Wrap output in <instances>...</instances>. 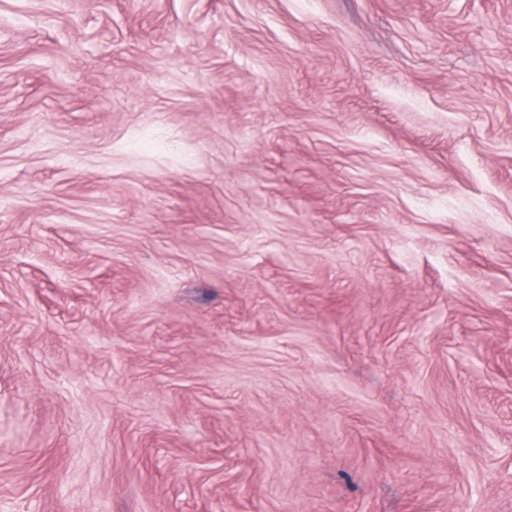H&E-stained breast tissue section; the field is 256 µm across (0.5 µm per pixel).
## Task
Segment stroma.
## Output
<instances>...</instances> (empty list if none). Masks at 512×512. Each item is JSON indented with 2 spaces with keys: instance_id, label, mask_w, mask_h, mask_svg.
I'll use <instances>...</instances> for the list:
<instances>
[{
  "instance_id": "stroma-1",
  "label": "stroma",
  "mask_w": 512,
  "mask_h": 512,
  "mask_svg": "<svg viewBox=\"0 0 512 512\" xmlns=\"http://www.w3.org/2000/svg\"><path fill=\"white\" fill-rule=\"evenodd\" d=\"M0 512H512V0H0Z\"/></svg>"
}]
</instances>
